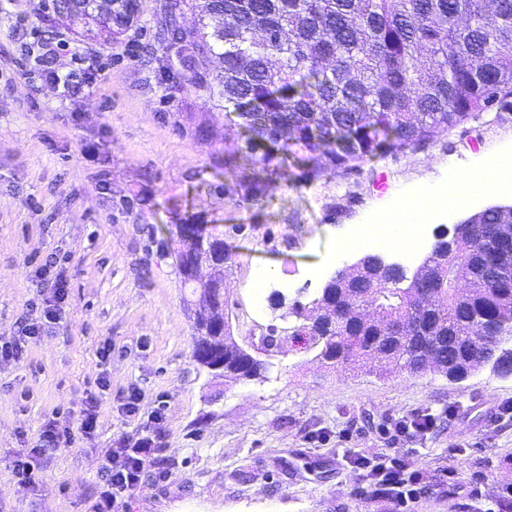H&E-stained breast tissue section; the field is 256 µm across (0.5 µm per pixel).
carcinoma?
Listing matches in <instances>:
<instances>
[{
  "mask_svg": "<svg viewBox=\"0 0 512 512\" xmlns=\"http://www.w3.org/2000/svg\"><path fill=\"white\" fill-rule=\"evenodd\" d=\"M112 12L95 0H54V13L83 25L82 36L121 34L126 0ZM190 28L166 6L159 49L189 68L222 60L210 89L224 111V169L252 161L254 177L224 185L244 201L289 165L297 183L329 171L348 175L377 156L418 148L477 118L512 106V0H199ZM512 206H493L455 228L451 259L430 252L410 277L378 260L339 271L322 288L311 336L331 367L375 358L411 375L429 368L451 381L486 366H512ZM204 244L228 259L224 239ZM205 305L194 311L198 340L212 333ZM211 362L224 379L254 380L263 362L229 334L213 339Z\"/></svg>",
  "mask_w": 512,
  "mask_h": 512,
  "instance_id": "obj_1",
  "label": "carcinoma"
}]
</instances>
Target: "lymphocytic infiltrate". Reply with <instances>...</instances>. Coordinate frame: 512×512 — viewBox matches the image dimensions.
I'll return each instance as SVG.
<instances>
[{"instance_id":"f902f5d3","label":"lymphocytic infiltrate","mask_w":512,"mask_h":512,"mask_svg":"<svg viewBox=\"0 0 512 512\" xmlns=\"http://www.w3.org/2000/svg\"><path fill=\"white\" fill-rule=\"evenodd\" d=\"M36 62L40 76L61 84L66 95L92 94L96 85L94 72L81 74L61 72L58 59L70 53L69 42L60 32L51 31L37 42ZM40 278L44 288L37 316L25 319L17 335L0 338V362L20 359L26 349L38 341L46 327L60 320L68 300V279L57 259L42 265ZM97 393L88 395L80 407L74 425L61 424L57 418L46 419L40 426L31 448L16 456L12 471L20 482L33 483L34 473L49 453L70 447L77 439L92 436L97 428L102 404L101 394L110 387L107 376H100ZM164 418L155 413L152 422L134 434L121 438L110 449L103 466L104 484L98 490L92 512H122L130 496L144 483L146 477L164 481L170 476L164 464L168 459L165 448ZM348 462L364 483L367 495L390 501L398 512H413L426 494L428 485L422 475L413 470L401 449L364 454L350 452Z\"/></svg>"}]
</instances>
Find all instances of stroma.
<instances>
[{"mask_svg": "<svg viewBox=\"0 0 512 512\" xmlns=\"http://www.w3.org/2000/svg\"><path fill=\"white\" fill-rule=\"evenodd\" d=\"M165 0H140L138 22L113 42L74 34L46 0H0V31L25 20L30 40L64 33L97 52L91 98L22 76L18 43L0 39V337L39 302V269L62 260L69 298L59 322L16 362L0 363V512H89L99 468L118 439L165 416L171 476L146 481L127 512H395L360 491L347 450L387 447L392 419L431 414L432 433L400 438L430 492L414 512H485L448 492L512 485V375L485 369L451 382L439 373L379 375L374 363L328 368L296 335L295 304L311 305L343 263L336 237L372 223L410 192L451 181L512 150V108L482 113L422 149L361 164L348 176L276 184L257 205L224 193L217 170L224 119L194 73L147 58ZM205 225L230 254L229 322L240 346L285 337L262 378L224 382L193 358L189 290L173 263L176 227ZM268 274L262 300L252 280ZM111 344L112 357L98 353ZM111 382L98 429L47 457L36 480L11 462L49 417L73 420L100 375ZM140 388V413L117 407Z\"/></svg>", "mask_w": 512, "mask_h": 512, "instance_id": "stroma-1", "label": "stroma"}]
</instances>
